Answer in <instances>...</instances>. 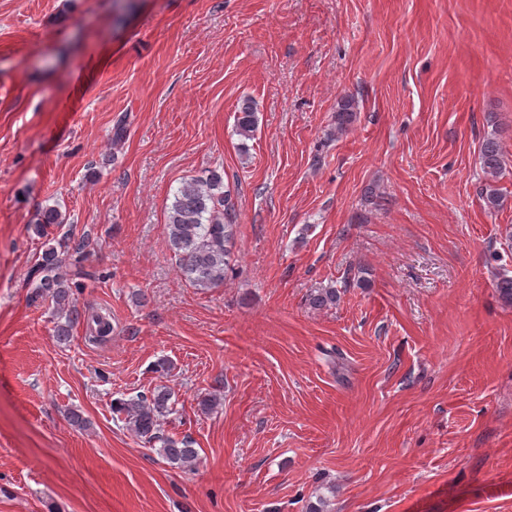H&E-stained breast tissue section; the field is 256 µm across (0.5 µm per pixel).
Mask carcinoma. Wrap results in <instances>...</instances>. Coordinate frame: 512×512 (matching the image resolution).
<instances>
[{
    "label": "carcinoma",
    "instance_id": "obj_1",
    "mask_svg": "<svg viewBox=\"0 0 512 512\" xmlns=\"http://www.w3.org/2000/svg\"><path fill=\"white\" fill-rule=\"evenodd\" d=\"M358 105L354 97L345 95L337 104L334 115L336 132H345L357 117ZM258 108L254 100L242 101L235 117L237 134L249 140L258 124ZM483 172L497 177L503 166V155L497 136L486 138L480 151ZM64 223L62 213L55 206L42 207L37 212L35 233L46 236L50 226ZM168 238L178 260L181 275L193 286L202 289L224 284L233 268V248L237 236L236 208L231 191L224 188V177L216 170L204 179H192L174 194L167 216ZM69 249L64 243L49 246L41 254L31 272L33 297L51 301L64 313L65 322L58 326L57 339L64 341L69 331L82 319H87L90 338L103 342L112 335V323L107 314L97 312L85 316L77 306L75 294L83 284L68 278L64 267L69 264ZM340 292L323 288L311 295L309 303L315 308L336 304ZM113 413L124 420L136 437L151 446L160 444L157 454L176 468L192 467L198 460V450L189 436L175 438L162 432V420L174 411L172 392L165 387L131 399L118 398L112 404Z\"/></svg>",
    "mask_w": 512,
    "mask_h": 512
}]
</instances>
